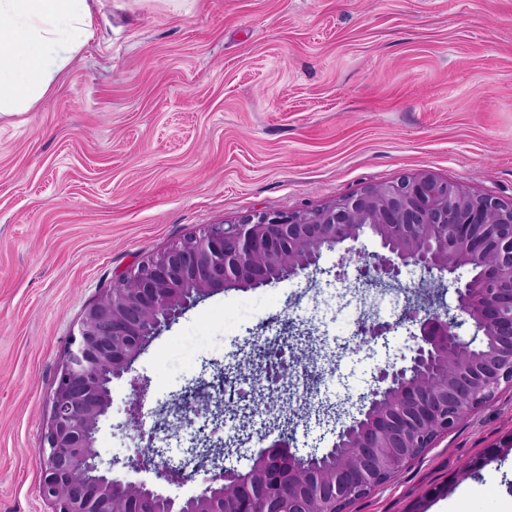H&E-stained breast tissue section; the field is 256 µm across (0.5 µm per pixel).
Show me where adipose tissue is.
Masks as SVG:
<instances>
[{
    "mask_svg": "<svg viewBox=\"0 0 512 512\" xmlns=\"http://www.w3.org/2000/svg\"><path fill=\"white\" fill-rule=\"evenodd\" d=\"M93 35L91 0H0V117L31 111Z\"/></svg>",
    "mask_w": 512,
    "mask_h": 512,
    "instance_id": "adipose-tissue-1",
    "label": "adipose tissue"
}]
</instances>
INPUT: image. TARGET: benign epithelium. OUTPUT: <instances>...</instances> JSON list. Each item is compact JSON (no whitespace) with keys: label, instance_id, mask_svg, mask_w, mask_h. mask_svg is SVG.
<instances>
[{"label":"benign epithelium","instance_id":"1","mask_svg":"<svg viewBox=\"0 0 512 512\" xmlns=\"http://www.w3.org/2000/svg\"><path fill=\"white\" fill-rule=\"evenodd\" d=\"M380 251L368 254L350 287L360 293L355 348L406 327L410 361L377 368L358 415L336 433V465L321 471L287 451L277 433L256 438L250 472L204 462L193 470L170 465L155 440L199 419L212 423L223 442V422L211 394L188 392L175 406L145 409L147 381L130 379L126 420L142 445L108 467L97 448L100 422L112 406V382L133 371L146 346L186 310L235 287H259L300 274L322 272L323 252L342 251L336 280L357 261L362 239ZM421 270L418 288L456 284L450 315L434 307H405L393 323L367 307L370 291L399 280L402 268ZM466 268L473 276L456 277ZM468 326L471 334L461 333ZM512 387V201L476 195L423 171L373 184L316 210L259 212L232 224H212L119 276L83 314L67 357L53 381L51 411L41 432L36 463L40 496L51 512H347L356 500L390 480L422 448ZM512 451V434L462 473ZM120 465L127 474L115 476ZM146 473L153 479L139 477ZM197 483L190 494L166 486Z\"/></svg>","mask_w":512,"mask_h":512}]
</instances>
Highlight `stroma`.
<instances>
[{"label": "stroma", "instance_id": "35a3bbf8", "mask_svg": "<svg viewBox=\"0 0 512 512\" xmlns=\"http://www.w3.org/2000/svg\"><path fill=\"white\" fill-rule=\"evenodd\" d=\"M429 171L512 199V0H98L93 38L32 111L0 118V512H49L35 459L52 382L85 309L143 260L257 211H304ZM322 274L210 296L134 362L148 407L201 358L230 361L262 326L351 337ZM411 339L345 355L324 395L366 392ZM127 380L112 384L103 459L134 454ZM512 388L350 512H512ZM448 484L446 495L431 488ZM509 451H512V434L505 440L500 441L499 445L489 448L485 454L468 461L463 467L462 474L465 475L468 472L476 473L481 470L490 459Z\"/></svg>", "mask_w": 512, "mask_h": 512}]
</instances>
